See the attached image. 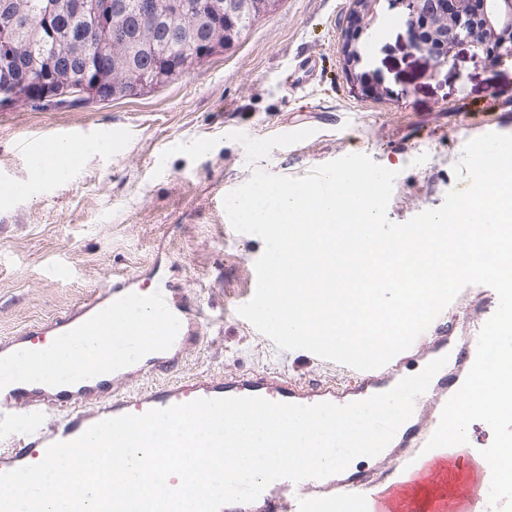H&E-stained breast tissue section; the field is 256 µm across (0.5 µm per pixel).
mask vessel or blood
<instances>
[{
  "instance_id": "vessel-or-blood-1",
  "label": "vessel or blood",
  "mask_w": 512,
  "mask_h": 512,
  "mask_svg": "<svg viewBox=\"0 0 512 512\" xmlns=\"http://www.w3.org/2000/svg\"><path fill=\"white\" fill-rule=\"evenodd\" d=\"M139 293L128 280L108 281L98 294L83 306L57 318L44 330H29L0 341V426L12 419L20 400H27L30 416H37L47 405L65 407L66 414L52 430L29 425L19 435L11 451L0 454V473L28 465L30 458L44 456L53 442L69 441L80 436L91 425L125 414L140 415L152 409H164L198 398L260 396L274 402L314 405L331 402L345 405L366 395H377L392 389L397 374L406 363L404 355H396L385 365L373 370L353 371L349 383L339 387L325 382L309 385L274 373L257 372L236 377L213 379L196 377L178 383H167L121 396L110 393V373L97 370L82 374L76 383L67 379H47L42 365L31 362V345L66 344L78 336H93L108 329L113 336L138 335V327L118 324L112 319L115 308L136 301ZM149 308L155 318V343L152 348L135 345L133 354H120L115 365L160 373L171 367L182 346L191 341L183 324V308L172 302L164 290H155ZM480 326H473L451 370L428 387L425 398L433 412H441L446 401L462 386L474 361ZM414 349L436 359L447 355L445 337L425 332L416 338ZM435 424L408 421L396 432L401 452L395 458L392 480L371 473H349L335 485L320 486L309 478L300 482L278 480L281 488L293 490L289 512H336L337 498L359 503L361 512H413L408 497L419 486L451 482L448 471L431 463L424 447L435 431ZM472 493L456 488L452 496L436 500L430 512H475Z\"/></svg>"
}]
</instances>
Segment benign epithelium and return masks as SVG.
Instances as JSON below:
<instances>
[{
	"mask_svg": "<svg viewBox=\"0 0 512 512\" xmlns=\"http://www.w3.org/2000/svg\"><path fill=\"white\" fill-rule=\"evenodd\" d=\"M277 0H137L134 11H129L123 0H56L54 9L67 15L77 7L91 8L101 30L112 36V46L130 61L148 52L155 44L159 30L176 31L190 43L183 71L193 70L196 54L216 52L228 43L236 23L234 17L244 11L264 15L270 12ZM382 0H354L349 25L345 35L344 54L349 73L362 91L378 96L383 89L366 73L355 72L359 63V41L377 15ZM405 8L408 45L428 52L436 66L448 63L450 49L459 42H466L484 51L494 61L512 62V0H391ZM195 9L209 15L208 24L202 28L185 26V15ZM87 47L71 45L66 49L65 62L60 63L51 54V79L63 86H74L77 76L76 62H86Z\"/></svg>",
	"mask_w": 512,
	"mask_h": 512,
	"instance_id": "obj_1",
	"label": "benign epithelium"
}]
</instances>
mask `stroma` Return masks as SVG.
<instances>
[{"instance_id":"1","label":"stroma","mask_w":512,"mask_h":512,"mask_svg":"<svg viewBox=\"0 0 512 512\" xmlns=\"http://www.w3.org/2000/svg\"><path fill=\"white\" fill-rule=\"evenodd\" d=\"M351 4L279 0L232 49L140 97L0 105V340L130 276L203 314L168 374L120 376L114 392L258 371L335 377V362L278 349L238 314L264 243L231 227L224 196L257 169L301 177L362 153L396 171L387 218L401 224L456 187L464 140L512 134V62L463 42L435 67L408 46L403 11L388 0L356 66L384 93L362 95L342 50ZM289 127L311 135L281 146ZM71 130L112 149L84 157L67 180L31 183L32 143Z\"/></svg>"}]
</instances>
